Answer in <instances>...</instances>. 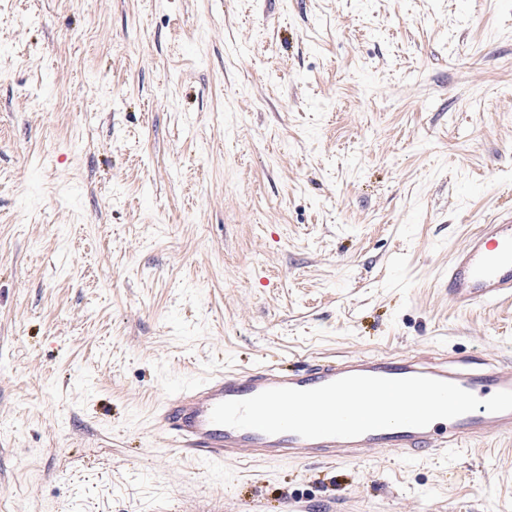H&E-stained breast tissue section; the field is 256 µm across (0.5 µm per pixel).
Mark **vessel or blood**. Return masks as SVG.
<instances>
[{"mask_svg": "<svg viewBox=\"0 0 512 512\" xmlns=\"http://www.w3.org/2000/svg\"><path fill=\"white\" fill-rule=\"evenodd\" d=\"M448 297L467 309L512 297V208L488 220L458 250L448 266ZM350 375L401 379L425 376L449 381L478 398L512 391V368L480 356L372 354L314 360L288 369L276 363L222 369L187 384L161 401L157 424L170 452L220 467L241 458L331 464L358 461L374 448H392L419 460L490 437H512V411L485 408L424 428L375 430L355 438L306 439L286 432L268 435L211 422L221 402L243 400L272 388L309 390Z\"/></svg>", "mask_w": 512, "mask_h": 512, "instance_id": "b4317fda", "label": "vessel or blood"}]
</instances>
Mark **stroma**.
<instances>
[{
  "instance_id": "obj_1",
  "label": "stroma",
  "mask_w": 512,
  "mask_h": 512,
  "mask_svg": "<svg viewBox=\"0 0 512 512\" xmlns=\"http://www.w3.org/2000/svg\"><path fill=\"white\" fill-rule=\"evenodd\" d=\"M512 204V0L0 5V512H512V437L186 462L154 405L268 358L512 363L448 302Z\"/></svg>"
}]
</instances>
